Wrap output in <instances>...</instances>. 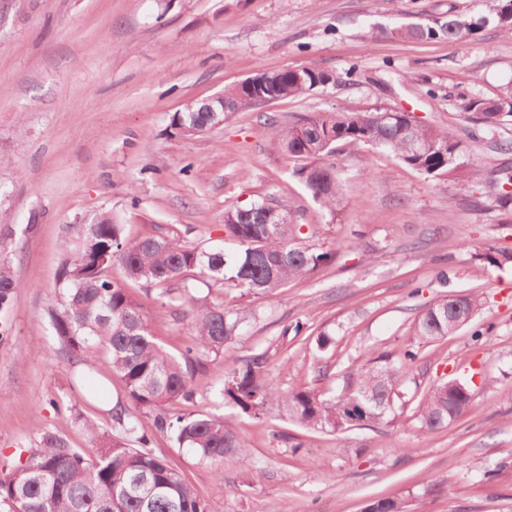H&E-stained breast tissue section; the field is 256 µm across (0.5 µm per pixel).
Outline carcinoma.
I'll use <instances>...</instances> for the list:
<instances>
[{"instance_id":"carcinoma-1","label":"carcinoma","mask_w":512,"mask_h":512,"mask_svg":"<svg viewBox=\"0 0 512 512\" xmlns=\"http://www.w3.org/2000/svg\"><path fill=\"white\" fill-rule=\"evenodd\" d=\"M497 27L512 36V0H495ZM481 28V21L448 11V16L426 26L398 31L417 40L441 38L465 42ZM314 67L282 69L262 74L273 101L298 98L351 78ZM224 100L240 112L253 104L238 84L224 88ZM458 109L474 125L471 136L490 141L499 151L512 143L497 139L512 124V89L497 98L461 94ZM187 102L171 116L169 127L180 135H201L230 112H200ZM273 137L281 151L302 162L296 174L313 200L330 212L342 194V179L332 158L340 148L358 144L381 147L398 160L429 177L446 176L469 190L470 162L462 143L450 128L422 124L407 112L384 119L380 112H325L299 125L275 126ZM489 196L503 208L512 203V168L496 169ZM78 245L62 262V292L52 310L53 326L64 352L101 361L122 383L130 405L112 414L106 430L85 417L82 428L92 447L72 448L53 431L43 428L39 446L28 450L25 461L0 473V512H208L206 500L185 475L150 447L143 426L167 436L177 448H187L202 461L220 465L246 447L247 438L230 419L202 413H180L170 405L190 402L196 392L195 373L211 356H227L240 331L256 318L247 307L229 311L222 305H194L190 336L180 356L155 342L144 307L130 294L131 285L172 286L190 272L210 285L229 283L244 291L274 298L288 283L304 279L330 263L334 253L317 251L298 242L301 227L292 223L288 207L266 198L224 211L225 241L191 246L162 228L129 241L124 224L110 210H101L77 225ZM490 266L512 262V248L491 246L476 253ZM123 279L110 276L113 268ZM20 288L11 268L0 261V308ZM481 305L474 293L451 291L430 305L415 323L413 334L424 343L457 335L473 325ZM418 354L404 350L398 359L379 355L358 370L354 385L342 398H322L304 388L281 393L264 370V355L232 360L224 371L216 397L253 418H261L276 396L289 417L308 429L333 430L375 426L387 422L398 396L402 369ZM472 400L468 383L449 380L431 387L418 406L416 421L424 431H438L464 415ZM373 512H408L399 497L379 498Z\"/></svg>"}]
</instances>
